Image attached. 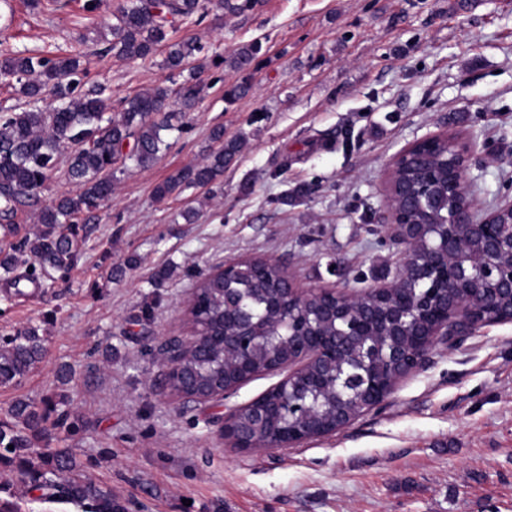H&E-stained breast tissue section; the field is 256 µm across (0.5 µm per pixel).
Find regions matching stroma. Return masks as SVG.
I'll return each mask as SVG.
<instances>
[{
	"label": "stroma",
	"mask_w": 512,
	"mask_h": 512,
	"mask_svg": "<svg viewBox=\"0 0 512 512\" xmlns=\"http://www.w3.org/2000/svg\"><path fill=\"white\" fill-rule=\"evenodd\" d=\"M85 2L0 4V55L67 56L83 36L97 51L89 78L113 103L172 86L164 50L104 53L100 34L122 0ZM188 38L211 59L259 43L258 66L208 68L183 131L164 135L169 149L150 168L117 172L69 273L18 284L0 274V334L35 326L44 340L37 367L0 386V416L19 400L58 403L69 425L48 447L76 456L126 512H512L510 323L435 344L335 435L253 453L225 445L221 418L278 374L198 403L165 388L158 356L164 339L187 334L197 278L225 261L272 259L305 287L393 275L385 172L414 139L475 137L466 182L478 207L512 200V0H263L252 15L212 12L169 34ZM244 79L248 94L226 103L225 88ZM219 126L246 139L219 188L156 199L158 183L214 149ZM0 501L84 512L13 479Z\"/></svg>",
	"instance_id": "stroma-1"
}]
</instances>
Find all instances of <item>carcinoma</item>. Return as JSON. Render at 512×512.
Returning a JSON list of instances; mask_svg holds the SVG:
<instances>
[{"label": "carcinoma", "instance_id": "cac0c4a2", "mask_svg": "<svg viewBox=\"0 0 512 512\" xmlns=\"http://www.w3.org/2000/svg\"><path fill=\"white\" fill-rule=\"evenodd\" d=\"M261 0H125L112 14L115 22L107 26L109 50L118 58L145 59L166 43L168 30L191 24L216 9L227 17L254 11ZM261 50L259 43L237 49L222 63L237 72L250 70ZM203 47L196 41L167 43L165 66L183 80L185 92L178 111L186 112L195 104L200 91V75L205 63L199 55ZM86 64L80 57L48 59L23 53L0 57V79L24 99L18 112L0 115V236L17 241L7 251L0 250V269L12 274L20 268L28 272L14 277V284L36 280L52 271L73 268L79 258V236L89 214L112 199L113 166L132 161L140 168L152 166L169 144L162 132L183 127L171 124L172 90L157 86L124 98L121 110L108 112L109 96L102 83L84 81ZM221 146L205 161L181 170L156 185L154 195L163 200L193 184L208 186L224 176L240 152L243 137L224 141L223 128L212 132ZM69 151L67 178L78 186L74 194L59 196L39 209L41 224L35 236L20 235L15 222L18 210L35 207L39 195L58 169L63 151ZM247 295L255 310L265 283L243 279L234 284ZM196 301L189 323L200 337L202 351L185 361L202 389L224 379V278L205 276L196 285ZM380 322L372 335L360 338L361 351H370L376 371L388 368L380 361L376 347L400 344L401 336H386ZM255 348L251 365L288 358V337L263 320L253 329ZM44 355L39 329L29 327L13 337H0V385L19 381L41 362ZM356 362L337 367V383L323 392L310 395L306 403L313 410V422L329 426L339 414L361 411L363 399L357 378ZM13 425L0 424V467L16 474L17 480L32 490L46 492L76 505H88L92 512H126L112 490L89 478L73 455L41 446L48 436L45 423L55 418L63 426L68 412L47 401L38 407L18 401L8 409ZM13 449H8V446Z\"/></svg>", "mask_w": 512, "mask_h": 512}]
</instances>
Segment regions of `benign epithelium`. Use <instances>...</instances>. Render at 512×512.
I'll return each instance as SVG.
<instances>
[{
    "label": "benign epithelium",
    "instance_id": "benign-epithelium-1",
    "mask_svg": "<svg viewBox=\"0 0 512 512\" xmlns=\"http://www.w3.org/2000/svg\"><path fill=\"white\" fill-rule=\"evenodd\" d=\"M477 148L473 138L443 133L416 139L392 157L386 176L388 230L404 246L392 277L341 292L302 288L284 269L271 283L265 314L276 317L295 337L288 360L279 362L272 370L290 366L292 371L272 387L280 395L277 404L266 403L260 395L224 415L221 435L227 445L243 452L298 448L347 426L351 419L346 417L339 418L328 431L301 426L308 420V412L296 396L320 380L321 365H336V337L365 335L366 315L371 306L385 316L392 334L411 337L401 352L389 351L394 371L386 380H373L370 364H363L364 394L371 409L423 364L436 343L458 340L485 326L512 322V202L484 211L476 207L466 190L465 175ZM425 149L432 153L430 175L447 173L448 187L460 200L448 209L441 224H419L412 219L409 208L400 204L410 197V190L396 173ZM450 282L463 289L469 300L467 306L457 300L434 301L438 294L448 292ZM235 307L240 316L224 317L226 331L240 328L243 320L252 315L243 296L235 297ZM222 339L235 352L225 366L239 375L238 381L207 392L198 391L188 382L179 397L198 403L215 401L252 378L240 359L241 352L248 347L247 339L227 335ZM194 341L193 336H178L163 343L160 357L166 375L180 370L179 361ZM243 411L259 425L272 424L278 428L273 443L258 445L243 440L237 431V418Z\"/></svg>",
    "mask_w": 512,
    "mask_h": 512
}]
</instances>
